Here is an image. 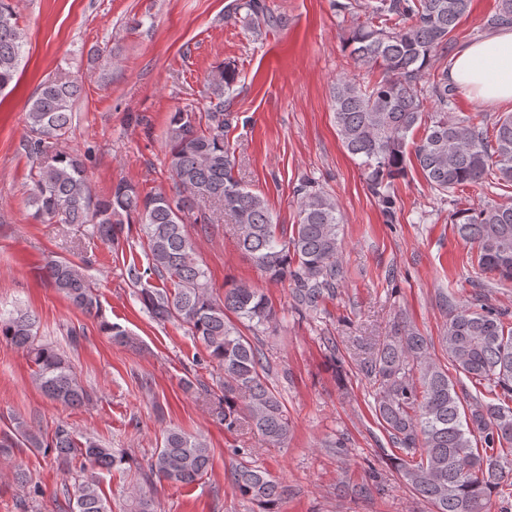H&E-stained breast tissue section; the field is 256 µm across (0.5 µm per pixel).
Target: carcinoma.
Instances as JSON below:
<instances>
[{"label": "carcinoma", "instance_id": "carcinoma-1", "mask_svg": "<svg viewBox=\"0 0 512 512\" xmlns=\"http://www.w3.org/2000/svg\"><path fill=\"white\" fill-rule=\"evenodd\" d=\"M357 2L333 0V7L349 22L347 49L354 67L380 75L367 84L354 76L338 79L332 111L343 148L358 159L388 221L395 214L394 182L405 176L409 159L442 195L482 182L512 185V114L500 116L490 129L448 115L455 87L448 85L444 61L472 0H375L361 14L355 11ZM227 18L253 30L276 24L266 0H233ZM485 25L512 26V0H497ZM25 44L9 0H0V92L13 82ZM235 83V70L219 68L210 77L214 105L203 113L185 107L170 114L166 137L173 194H143L121 179L108 197L99 198L92 193L86 157L62 147L81 85L67 77L45 79L26 112L24 147L33 183L28 205L34 220L80 224L116 250L127 239L125 227L139 225L148 266L127 267L137 298L153 320L185 325L223 371L219 392L212 396L224 428L234 432L246 426L280 446L290 431L284 404L269 386L262 354L241 331L245 326L260 336L275 329L277 311L265 294L247 285L236 284L215 298L186 227L215 224L219 213L230 216L239 250L269 279L293 282L295 311L316 314L336 296L343 220L336 199L306 179L296 186L298 221L292 235L278 232L265 197L234 175L236 160L227 142L234 113L224 109V95ZM453 224L463 242L476 246L481 271L512 281L511 202L459 208ZM43 275L83 314H99L95 284L77 264L52 259ZM154 277L161 285L152 284ZM35 328L36 319L27 312L0 313V340L26 353L42 394L67 407L91 404L94 389L54 347L37 339ZM102 329L115 342L135 344L136 338L117 323H104ZM441 346L446 365L432 357L428 338L403 321L370 351L360 370L376 385V419L402 451L392 466L403 482L433 512H491L494 497L512 499V323L491 305L478 310L454 305ZM451 369L486 382L493 400L459 394ZM19 442L45 449L66 466L77 460L81 470L91 472L75 486L71 512H112L96 474L127 463L124 456L97 440H78L65 422L46 439L18 418L14 436L1 439L0 448L6 451ZM211 458L204 437L167 429L139 475L147 484L190 485L207 473ZM231 479L260 512H276L284 489L268 471L241 465ZM128 512H155L154 501L135 492Z\"/></svg>", "mask_w": 512, "mask_h": 512}]
</instances>
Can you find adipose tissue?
I'll return each instance as SVG.
<instances>
[{
	"mask_svg": "<svg viewBox=\"0 0 512 512\" xmlns=\"http://www.w3.org/2000/svg\"><path fill=\"white\" fill-rule=\"evenodd\" d=\"M448 81L483 102L512 101V27L459 47L448 65Z\"/></svg>",
	"mask_w": 512,
	"mask_h": 512,
	"instance_id": "obj_1",
	"label": "adipose tissue"
}]
</instances>
